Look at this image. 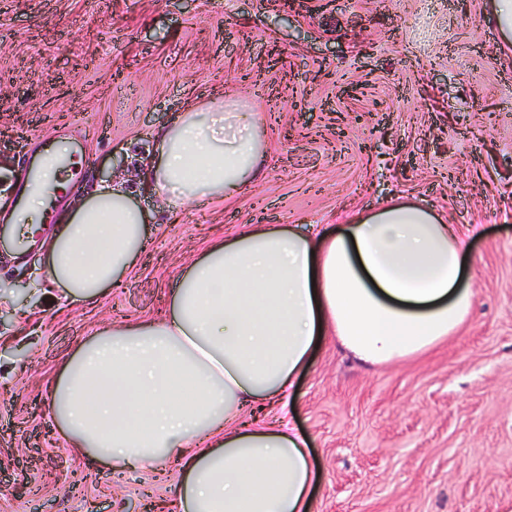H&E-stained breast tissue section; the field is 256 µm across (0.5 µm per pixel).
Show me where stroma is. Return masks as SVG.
Returning a JSON list of instances; mask_svg holds the SVG:
<instances>
[{"instance_id": "obj_1", "label": "stroma", "mask_w": 512, "mask_h": 512, "mask_svg": "<svg viewBox=\"0 0 512 512\" xmlns=\"http://www.w3.org/2000/svg\"><path fill=\"white\" fill-rule=\"evenodd\" d=\"M493 0H0V151L81 150L49 213L123 180L140 262L95 306L45 255L0 239V512H181L179 473L115 470L72 448L45 386L94 332L161 319L183 272L255 224L335 228L398 195L471 241V314L430 351L365 366L328 336L287 402L258 414L308 440L311 512H512V55ZM264 119L257 179L177 213L146 179L186 108Z\"/></svg>"}]
</instances>
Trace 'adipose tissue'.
Listing matches in <instances>:
<instances>
[{
    "label": "adipose tissue",
    "mask_w": 512,
    "mask_h": 512,
    "mask_svg": "<svg viewBox=\"0 0 512 512\" xmlns=\"http://www.w3.org/2000/svg\"><path fill=\"white\" fill-rule=\"evenodd\" d=\"M147 176L178 206L221 200L265 157L262 120L223 104L161 132ZM145 215L123 183L63 212L50 281L94 301L145 248ZM468 243L430 210L397 200L337 231L249 227L214 241L181 276L160 321L97 330L48 387L73 447L112 466L177 465L182 512H310L304 438L251 427L244 411L288 395L326 333L378 365L429 351L468 317Z\"/></svg>",
    "instance_id": "ef3b65f1"
}]
</instances>
